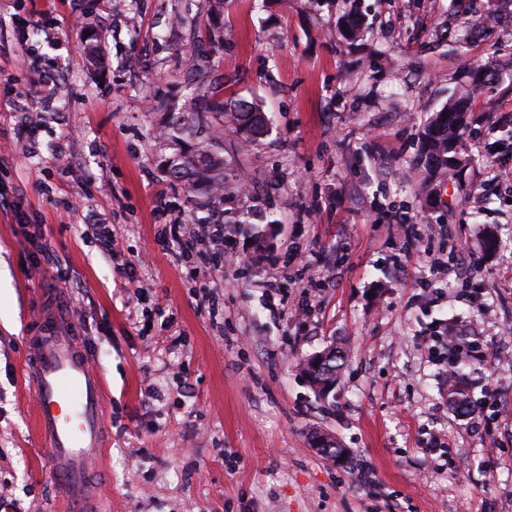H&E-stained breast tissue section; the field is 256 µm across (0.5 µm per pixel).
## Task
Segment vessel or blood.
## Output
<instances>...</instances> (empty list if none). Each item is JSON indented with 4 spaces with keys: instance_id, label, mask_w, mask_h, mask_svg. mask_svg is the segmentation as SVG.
I'll return each mask as SVG.
<instances>
[{
    "instance_id": "obj_1",
    "label": "vessel or blood",
    "mask_w": 512,
    "mask_h": 512,
    "mask_svg": "<svg viewBox=\"0 0 512 512\" xmlns=\"http://www.w3.org/2000/svg\"><path fill=\"white\" fill-rule=\"evenodd\" d=\"M23 375L33 388L36 423L58 478V497L73 512H108L95 493L94 455L106 446L104 387L77 324L47 312L30 339Z\"/></svg>"
}]
</instances>
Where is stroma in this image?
Returning <instances> with one entry per match:
<instances>
[{
  "label": "stroma",
  "mask_w": 512,
  "mask_h": 512,
  "mask_svg": "<svg viewBox=\"0 0 512 512\" xmlns=\"http://www.w3.org/2000/svg\"><path fill=\"white\" fill-rule=\"evenodd\" d=\"M113 2L0 0V512H64L21 375L52 296L104 380L111 512H512V0ZM193 77L260 104L267 135L167 137ZM469 91L465 185L425 178L420 126ZM200 142L224 162L211 212L168 166ZM204 222L223 248L179 256L170 225ZM449 330L478 338L469 418L429 339ZM332 344L322 399L299 365Z\"/></svg>",
  "instance_id": "35a3bbf8"
}]
</instances>
